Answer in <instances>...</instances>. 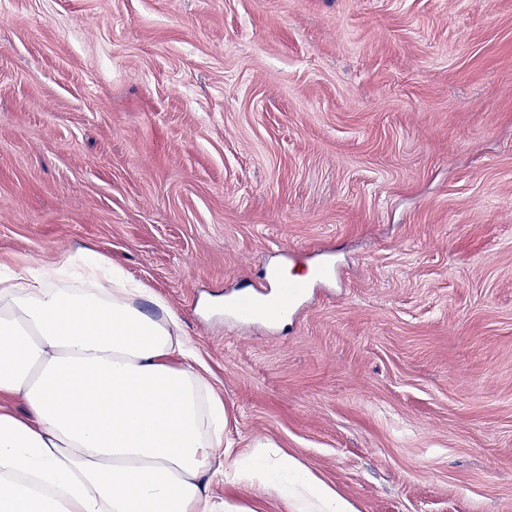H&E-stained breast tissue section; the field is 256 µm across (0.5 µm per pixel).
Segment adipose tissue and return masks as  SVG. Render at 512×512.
<instances>
[{"label":"adipose tissue","mask_w":512,"mask_h":512,"mask_svg":"<svg viewBox=\"0 0 512 512\" xmlns=\"http://www.w3.org/2000/svg\"><path fill=\"white\" fill-rule=\"evenodd\" d=\"M0 512H247L209 495L224 403L168 304L81 248L0 261ZM291 512H357L295 458L257 444L225 470Z\"/></svg>","instance_id":"ef3b65f1"}]
</instances>
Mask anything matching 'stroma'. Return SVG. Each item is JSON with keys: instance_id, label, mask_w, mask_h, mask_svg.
I'll use <instances>...</instances> for the list:
<instances>
[{"instance_id": "35a3bbf8", "label": "stroma", "mask_w": 512, "mask_h": 512, "mask_svg": "<svg viewBox=\"0 0 512 512\" xmlns=\"http://www.w3.org/2000/svg\"><path fill=\"white\" fill-rule=\"evenodd\" d=\"M81 247L177 313L230 458L512 512V0H0V260ZM297 263L291 318L225 313Z\"/></svg>"}]
</instances>
